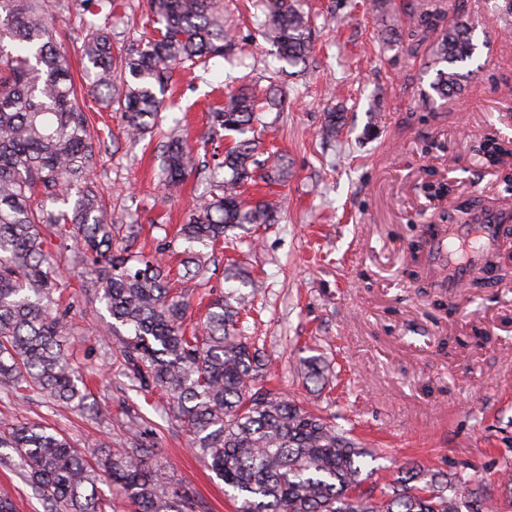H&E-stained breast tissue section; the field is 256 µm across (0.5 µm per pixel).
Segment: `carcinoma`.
<instances>
[{
	"label": "carcinoma",
	"mask_w": 512,
	"mask_h": 512,
	"mask_svg": "<svg viewBox=\"0 0 512 512\" xmlns=\"http://www.w3.org/2000/svg\"><path fill=\"white\" fill-rule=\"evenodd\" d=\"M89 0H0V389L33 392L53 405L82 406L87 386L68 354L71 303L59 293L51 232L69 243L72 264L92 261L97 276H78L70 298L94 295L115 323L125 366L145 391L172 401L175 417L193 436V448L224 481L235 512H492L489 488L461 472L431 473L407 463L391 491L363 487L366 452L349 433L279 392L265 387L264 352L239 328L251 308L238 291L208 304L200 331L183 327L190 296L211 280L205 249L242 224H269L278 204L247 200L243 187L259 178L288 181L284 156L256 158L244 137L265 107L243 88L209 115V139L241 135L210 169L209 190L155 254L131 258L112 251L114 238L136 236L116 224L103 191L90 179L95 142L72 80L68 50L48 25L51 10L87 7ZM220 0H149L158 36L119 58L106 27L90 22L73 47L87 61L91 86L118 112L127 138L153 127L175 69L223 56L235 38L224 27ZM262 33L278 59L306 67L314 52L309 16L300 0H254ZM405 15L415 49L434 73L439 106L461 94V67L477 50L475 26L455 8L408 0ZM342 116L327 113L320 136L336 139ZM208 167L173 130L160 154L161 181L175 191L194 170ZM76 193H71V190ZM72 202L54 213L46 201ZM0 448H12L17 466L49 504L47 512H199L186 490L149 463L151 445L130 432L119 448L87 458L62 434L36 423L0 430ZM112 484V501L100 485Z\"/></svg>",
	"instance_id": "obj_1"
}]
</instances>
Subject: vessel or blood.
Returning a JSON list of instances; mask_svg holds the SVG:
<instances>
[{
	"label": "vessel or blood",
	"instance_id": "b4317fda",
	"mask_svg": "<svg viewBox=\"0 0 512 512\" xmlns=\"http://www.w3.org/2000/svg\"><path fill=\"white\" fill-rule=\"evenodd\" d=\"M507 210L494 209L476 224H452L430 236L428 254L435 266L446 268L449 291L462 288L473 264L486 262L502 250V224Z\"/></svg>",
	"mask_w": 512,
	"mask_h": 512
}]
</instances>
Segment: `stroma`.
I'll list each match as a JSON object with an SVG mask.
<instances>
[{
  "label": "stroma",
  "mask_w": 512,
  "mask_h": 512,
  "mask_svg": "<svg viewBox=\"0 0 512 512\" xmlns=\"http://www.w3.org/2000/svg\"><path fill=\"white\" fill-rule=\"evenodd\" d=\"M406 0H303L314 30V57L303 72L280 73L261 34L253 0H223L224 22L237 35L234 55L176 69L151 132L130 142L118 114L93 115L111 136L97 143L93 177L112 202L114 220L137 223L130 253L158 250L166 226L182 223L205 176L190 173L170 195L160 183L159 154L176 124L202 151L207 114L230 91L279 89L283 106L255 127L261 151L287 154L285 184H259L281 200L274 222L230 231L217 246L215 289L223 269L247 276L254 308L249 335L269 356L273 386L304 407L352 430L363 448L367 485L383 488L403 463L433 471L466 469L497 488L512 466V251L493 281L451 293L426 252V224H451L457 210L481 201L512 208V185L484 156L490 140L512 141V16L500 0H458L476 29V54L462 95L437 107L433 79L408 40L387 41ZM108 22L114 49L132 51L153 34L148 0H113ZM339 110L335 142L319 135L324 114ZM70 345L91 378L79 411L0 393V429L37 422L73 446L119 447L130 429L153 445L154 464L188 490L201 512H234L224 483L191 447L160 394H144L113 363L112 318L100 301L75 298ZM488 334L475 343L474 331ZM318 355L333 373L326 385L306 381L303 358ZM0 497L15 512H45L21 471L0 465Z\"/></svg>",
  "instance_id": "1"
}]
</instances>
